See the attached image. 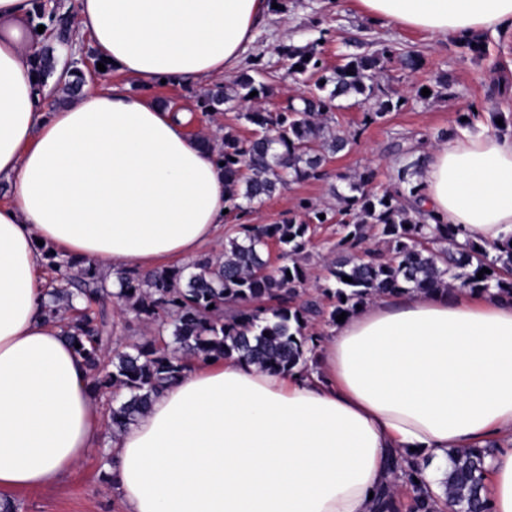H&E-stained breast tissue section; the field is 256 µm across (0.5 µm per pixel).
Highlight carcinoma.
<instances>
[{"instance_id": "cac0c4a2", "label": "carcinoma", "mask_w": 512, "mask_h": 512, "mask_svg": "<svg viewBox=\"0 0 512 512\" xmlns=\"http://www.w3.org/2000/svg\"><path fill=\"white\" fill-rule=\"evenodd\" d=\"M35 17L48 19L45 30L60 43L69 29L58 9L45 13L36 4ZM463 54L485 53L481 38L459 37ZM320 42L306 47L284 46L288 73L314 80L298 105L284 111L248 109L238 118L255 126L246 139L231 128L224 134L197 139L217 152L230 187L229 215L246 218L253 209L292 182L326 177L331 159L356 142V134L336 126L333 112L340 99L366 108L364 124L384 119L402 106V97L380 82L383 63L398 58L415 71L421 58L391 46L351 53L333 72L323 65ZM38 90L56 77L52 90L65 99L77 92L84 73L76 65L57 72L53 47L43 45L34 57ZM262 68L241 75L224 90H208L197 99L206 116L234 110L267 97L269 88L257 78ZM254 97H249L252 92ZM422 158L414 150L399 152L394 186L373 189L374 172L342 175L346 192L336 204L303 202L275 224H240L237 236L222 248L181 266L141 273L119 269L108 276L78 258L66 261L65 272L48 291L49 312L62 324V335L82 360L93 391L111 395L112 438H118L142 416L165 388L193 361L232 356L262 371L305 377L317 366L322 334L316 322L329 325L343 312H354L381 294L428 295L467 290L512 297V237L490 251L473 241H458L460 229L443 224L421 205ZM325 218H319V215ZM338 223L342 234L324 258L325 283L307 292L312 226ZM276 244L283 262L273 264L269 246ZM484 268L483 278L477 274ZM351 278L347 282L343 277ZM113 299L149 333L129 350L108 353L114 324L107 299ZM486 448L448 452V469L440 480L442 495L433 493L423 472L428 461L399 455L395 470L410 487L409 512H438L445 498L452 512H492L484 495ZM373 512H400L396 485L381 489Z\"/></svg>"}]
</instances>
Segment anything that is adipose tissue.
Listing matches in <instances>:
<instances>
[{"label": "adipose tissue", "mask_w": 512, "mask_h": 512, "mask_svg": "<svg viewBox=\"0 0 512 512\" xmlns=\"http://www.w3.org/2000/svg\"><path fill=\"white\" fill-rule=\"evenodd\" d=\"M437 37L512 31V0H360ZM33 0H0V496L59 485L97 448L99 404L47 314L41 245L100 272L195 257L227 207L224 168L149 96L232 72L268 0H74L95 55L126 76L50 112L35 94ZM425 205L462 238L512 235V137L440 141ZM491 447L486 495L512 512V298L383 294L329 328L311 375L193 364L106 449L126 512H370L415 452L430 487L452 448Z\"/></svg>", "instance_id": "obj_1"}]
</instances>
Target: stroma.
<instances>
[{
    "label": "stroma",
    "mask_w": 512,
    "mask_h": 512,
    "mask_svg": "<svg viewBox=\"0 0 512 512\" xmlns=\"http://www.w3.org/2000/svg\"><path fill=\"white\" fill-rule=\"evenodd\" d=\"M284 3L283 11L268 13L256 30L235 73L221 80L223 86H232L237 75L250 71L253 63H260L270 88L267 110H285L297 102L303 91L302 85L289 76L288 62L280 53L282 46L288 44L319 43L322 59L329 68L341 65L349 53H371L386 45L419 55L423 66L411 72L398 61L385 63L382 82L404 97V105L390 112L386 120L367 125L363 122V108L343 103L335 112L336 123L358 131L357 143L332 159L326 179L290 184L250 214L249 223L273 224L284 213L295 210L300 201L317 204L331 199L334 192L344 191V176L366 168L375 174L376 189L391 187L398 148L424 151L440 131L454 127L460 115L471 118L468 133L495 127L500 133L512 135V32L487 35L485 56L475 58L461 53L450 38H434L422 31L371 19L364 14L359 0ZM442 74L452 83V97L420 99L418 87L433 83ZM153 94L160 104L173 111L189 113L187 133L212 124L237 127L245 137L252 132L251 125L239 120L236 111H224L213 118L197 111V87L159 85L154 87ZM11 497L18 512H125L112 490L106 457L100 451L84 459L61 484L48 489L18 490Z\"/></svg>",
    "instance_id": "1"
}]
</instances>
